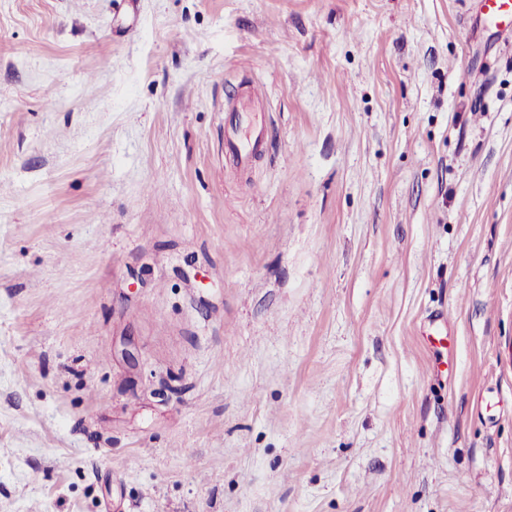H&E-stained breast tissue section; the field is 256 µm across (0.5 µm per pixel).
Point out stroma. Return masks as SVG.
Listing matches in <instances>:
<instances>
[{"label":"stroma","mask_w":512,"mask_h":512,"mask_svg":"<svg viewBox=\"0 0 512 512\" xmlns=\"http://www.w3.org/2000/svg\"><path fill=\"white\" fill-rule=\"evenodd\" d=\"M0 512H512V31L0 0ZM238 98L241 108L237 110H241L245 114L244 116L237 114L230 127H226L225 142L237 165L241 169L247 170L262 151L265 143L266 126L263 119L259 120L257 110L254 108L256 104L262 102L258 86L253 83L243 85ZM241 121L246 122L248 127V132L243 139L238 136V126Z\"/></svg>","instance_id":"obj_1"}]
</instances>
